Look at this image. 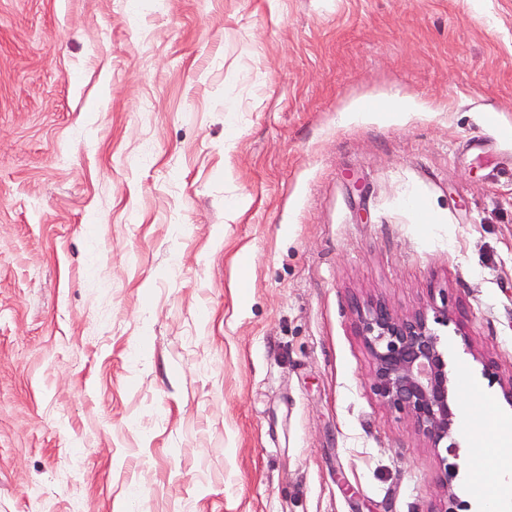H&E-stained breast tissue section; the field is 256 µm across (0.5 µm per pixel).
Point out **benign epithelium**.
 <instances>
[{"label":"benign epithelium","instance_id":"1","mask_svg":"<svg viewBox=\"0 0 512 512\" xmlns=\"http://www.w3.org/2000/svg\"><path fill=\"white\" fill-rule=\"evenodd\" d=\"M360 328L372 355L377 395L407 413L433 447L444 442L446 452L458 457L451 441L455 413L448 363L427 313L400 318L379 304L360 314Z\"/></svg>","mask_w":512,"mask_h":512}]
</instances>
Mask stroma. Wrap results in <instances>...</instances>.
<instances>
[{
	"label": "stroma",
	"mask_w": 512,
	"mask_h": 512,
	"mask_svg": "<svg viewBox=\"0 0 512 512\" xmlns=\"http://www.w3.org/2000/svg\"><path fill=\"white\" fill-rule=\"evenodd\" d=\"M511 382L512 0H0V512H483ZM360 328L372 355L377 395L406 412L433 447L446 442V452L458 459L448 363L427 313L400 318L379 304L360 313ZM473 418L470 415L465 422L469 433L475 435V448H478L471 458L470 467L477 483L483 486L487 483L488 473L500 460L508 458L512 462V426L491 420L484 409L478 425L473 423ZM488 430L493 433L491 441L484 437Z\"/></svg>",
	"instance_id": "obj_1"
}]
</instances>
